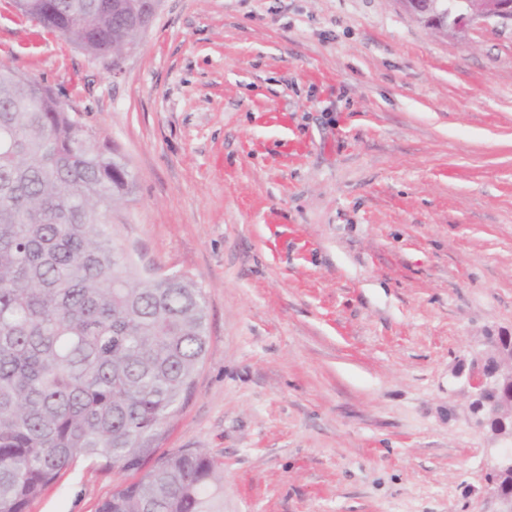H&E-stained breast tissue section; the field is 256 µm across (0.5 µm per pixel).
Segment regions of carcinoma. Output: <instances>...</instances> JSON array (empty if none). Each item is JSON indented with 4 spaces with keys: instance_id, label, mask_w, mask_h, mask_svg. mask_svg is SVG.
<instances>
[{
    "instance_id": "obj_1",
    "label": "carcinoma",
    "mask_w": 512,
    "mask_h": 512,
    "mask_svg": "<svg viewBox=\"0 0 512 512\" xmlns=\"http://www.w3.org/2000/svg\"><path fill=\"white\" fill-rule=\"evenodd\" d=\"M14 0L16 10L119 64L146 0ZM135 181L42 84L0 68V512H27L79 459L137 471L194 385L203 288L151 279L107 215ZM98 512H224V468L200 448L156 459Z\"/></svg>"
}]
</instances>
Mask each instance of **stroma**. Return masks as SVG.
<instances>
[{
	"label": "stroma",
	"mask_w": 512,
	"mask_h": 512,
	"mask_svg": "<svg viewBox=\"0 0 512 512\" xmlns=\"http://www.w3.org/2000/svg\"><path fill=\"white\" fill-rule=\"evenodd\" d=\"M0 64L125 156L115 244L205 292L157 454L219 459L224 512H494L457 373L512 330V29L162 0L116 64L0 0ZM135 478L80 462L28 512H97Z\"/></svg>",
	"instance_id": "1"
}]
</instances>
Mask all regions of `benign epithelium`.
Here are the masks:
<instances>
[{
	"label": "benign epithelium",
	"mask_w": 512,
	"mask_h": 512,
	"mask_svg": "<svg viewBox=\"0 0 512 512\" xmlns=\"http://www.w3.org/2000/svg\"><path fill=\"white\" fill-rule=\"evenodd\" d=\"M407 13L425 25L440 31H465L473 26L512 28V0H395ZM512 338L496 339L472 357L463 376V386L469 396V415L473 425L488 432L493 440L512 445V427L501 421V408L483 404V395L494 389L505 392L512 401V362L506 348Z\"/></svg>",
	"instance_id": "7a95c632"
}]
</instances>
